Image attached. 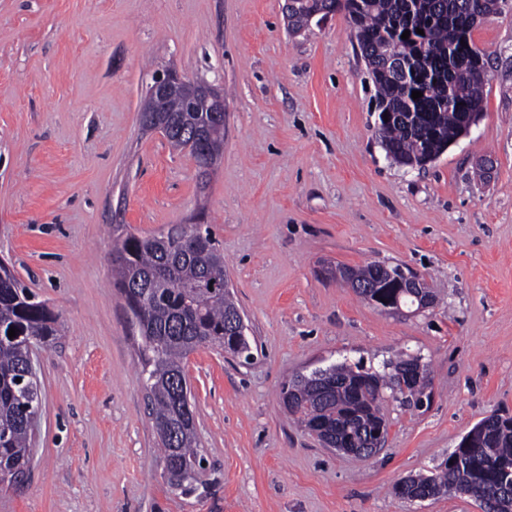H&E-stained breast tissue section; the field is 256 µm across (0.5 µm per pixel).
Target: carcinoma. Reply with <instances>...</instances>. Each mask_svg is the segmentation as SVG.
<instances>
[{
	"mask_svg": "<svg viewBox=\"0 0 512 512\" xmlns=\"http://www.w3.org/2000/svg\"><path fill=\"white\" fill-rule=\"evenodd\" d=\"M467 0H361L348 22L355 31L361 56L376 87L378 112L392 121L377 134L388 156L403 166L418 167L455 142L462 113L481 111L487 66H462L457 57L461 40L473 41L476 25L466 19ZM421 29L420 35L416 29ZM409 38L402 39L404 31ZM404 61L406 73L386 68L388 59ZM422 92L415 100L412 92ZM172 148L188 147L194 132L212 129L191 156L216 158L224 149V126L208 112H187L183 101H168ZM115 284L140 344L139 382L151 402L154 432L166 465L170 487L182 495L203 485V460L198 450L195 411L184 395L185 360L200 347L251 357L247 335L235 332L231 319L237 303L212 280L224 281V256L210 232L199 224H173L159 236L128 234L114 244ZM397 267L374 262L361 268L339 267L336 276L357 281L368 290L359 297L378 305L401 297V305L420 310L414 298L401 295L392 273ZM58 320L47 305L7 268L0 267V486L18 487L27 477L31 456V416L41 409L39 383L27 377L29 344L58 335ZM16 329L17 336L8 337ZM415 359L400 358L384 376L361 365L338 363L321 379L291 378L281 389L289 414L308 432L324 428L341 437L360 422H382L383 393L390 390L402 405L416 408L430 384L429 365L418 375L409 369ZM21 382H16V379ZM512 466V417L492 414L461 462H444L427 473L410 475L393 493L411 500L422 493L437 497L451 490L480 492L493 501L495 512H512V499L498 494L501 466Z\"/></svg>",
	"mask_w": 512,
	"mask_h": 512,
	"instance_id": "1",
	"label": "carcinoma"
}]
</instances>
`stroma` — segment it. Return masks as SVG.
<instances>
[{
    "label": "stroma",
    "mask_w": 512,
    "mask_h": 512,
    "mask_svg": "<svg viewBox=\"0 0 512 512\" xmlns=\"http://www.w3.org/2000/svg\"><path fill=\"white\" fill-rule=\"evenodd\" d=\"M284 0H0V257L60 316L35 344L42 410L30 470L0 512H478L469 496L410 501L485 416H512V7L474 31L483 112L436 160L394 163L376 89L337 14L290 34ZM224 93V153L200 177L146 129L156 73ZM199 219L252 343L249 363L201 348L192 386L200 493L163 475L138 370V329L112 246ZM402 264L435 307L394 315L329 275ZM422 356L432 401L388 398L381 451L322 447L285 409L296 374Z\"/></svg>",
    "instance_id": "stroma-1"
}]
</instances>
